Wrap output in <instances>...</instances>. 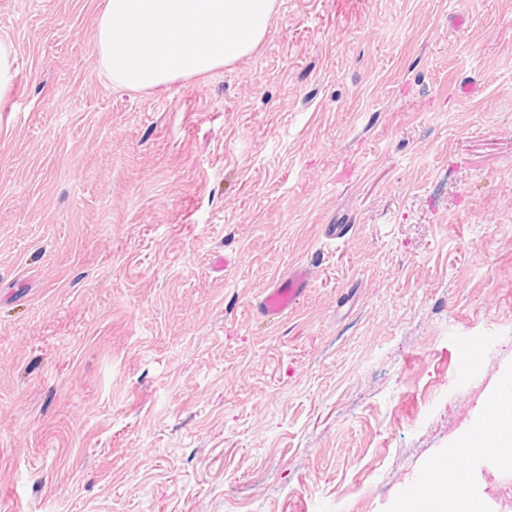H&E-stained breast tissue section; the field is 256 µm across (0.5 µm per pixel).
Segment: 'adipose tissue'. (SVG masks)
I'll list each match as a JSON object with an SVG mask.
<instances>
[{
    "label": "adipose tissue",
    "mask_w": 512,
    "mask_h": 512,
    "mask_svg": "<svg viewBox=\"0 0 512 512\" xmlns=\"http://www.w3.org/2000/svg\"><path fill=\"white\" fill-rule=\"evenodd\" d=\"M275 11L276 0H106L99 63L113 85L160 90L251 54Z\"/></svg>",
    "instance_id": "obj_1"
}]
</instances>
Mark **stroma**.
Listing matches in <instances>:
<instances>
[{
	"instance_id": "obj_1",
	"label": "stroma",
	"mask_w": 512,
	"mask_h": 512,
	"mask_svg": "<svg viewBox=\"0 0 512 512\" xmlns=\"http://www.w3.org/2000/svg\"><path fill=\"white\" fill-rule=\"evenodd\" d=\"M104 4L0 0V512H399L512 384V0H278L144 92ZM16 57L12 45L0 40V104L10 96L16 73ZM311 278L307 266L297 265L263 291L258 303L260 316L269 322H279L297 308L308 292Z\"/></svg>"
}]
</instances>
